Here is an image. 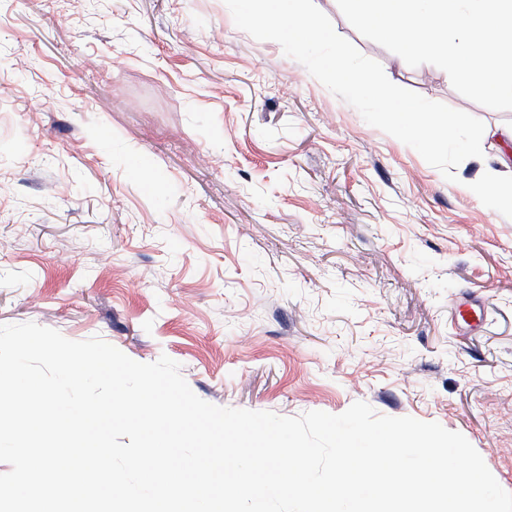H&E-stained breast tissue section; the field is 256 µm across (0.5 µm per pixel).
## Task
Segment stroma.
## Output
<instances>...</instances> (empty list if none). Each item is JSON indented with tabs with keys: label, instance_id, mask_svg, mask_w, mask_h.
I'll return each mask as SVG.
<instances>
[{
	"label": "stroma",
	"instance_id": "stroma-1",
	"mask_svg": "<svg viewBox=\"0 0 512 512\" xmlns=\"http://www.w3.org/2000/svg\"><path fill=\"white\" fill-rule=\"evenodd\" d=\"M315 4L394 84L512 127ZM482 150L446 181L225 0H0V324L168 356L220 407L436 422L512 493V211L468 191L512 148Z\"/></svg>",
	"mask_w": 512,
	"mask_h": 512
}]
</instances>
